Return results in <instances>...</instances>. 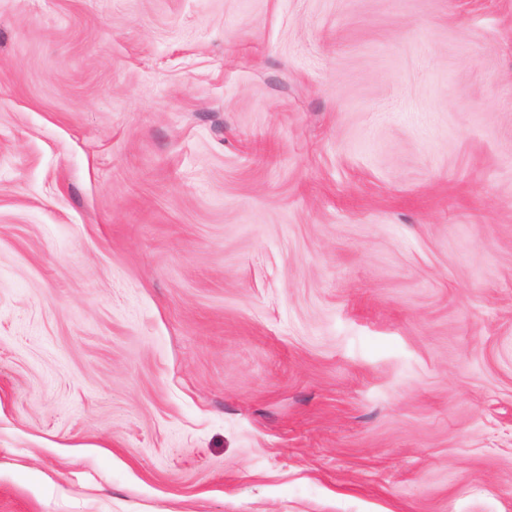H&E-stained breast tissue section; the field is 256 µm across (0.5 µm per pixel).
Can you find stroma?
<instances>
[{"instance_id":"35a3bbf8","label":"stroma","mask_w":512,"mask_h":512,"mask_svg":"<svg viewBox=\"0 0 512 512\" xmlns=\"http://www.w3.org/2000/svg\"><path fill=\"white\" fill-rule=\"evenodd\" d=\"M0 512H512V0H0Z\"/></svg>"}]
</instances>
